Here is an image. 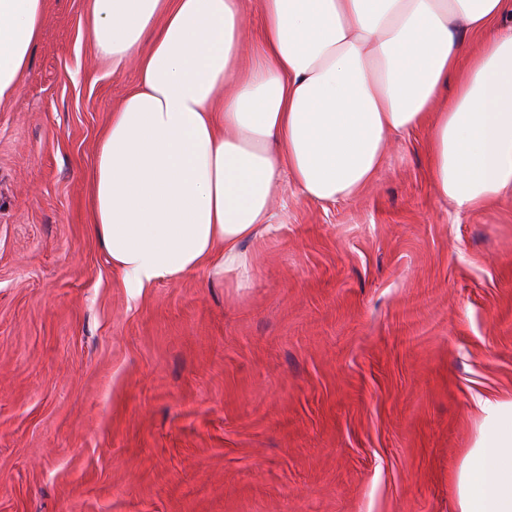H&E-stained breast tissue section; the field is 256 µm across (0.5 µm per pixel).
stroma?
<instances>
[{
	"mask_svg": "<svg viewBox=\"0 0 512 512\" xmlns=\"http://www.w3.org/2000/svg\"><path fill=\"white\" fill-rule=\"evenodd\" d=\"M137 83L47 0L0 108V512H459L512 402V198L456 211L419 128L356 200L282 194L249 287L134 299L86 196Z\"/></svg>",
	"mask_w": 512,
	"mask_h": 512,
	"instance_id": "1",
	"label": "stroma"
}]
</instances>
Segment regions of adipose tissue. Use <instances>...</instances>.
Masks as SVG:
<instances>
[{"label":"adipose tissue","mask_w":512,"mask_h":512,"mask_svg":"<svg viewBox=\"0 0 512 512\" xmlns=\"http://www.w3.org/2000/svg\"><path fill=\"white\" fill-rule=\"evenodd\" d=\"M506 2L260 0L245 57L242 0H86L96 53L139 77L88 184L90 230L131 296L198 269L248 287L246 244L275 228L284 181L308 200L355 198L392 136L421 127L457 211L512 195V26L494 27ZM46 3L0 0V105L21 88ZM483 409L460 512H512V402Z\"/></svg>","instance_id":"1"}]
</instances>
